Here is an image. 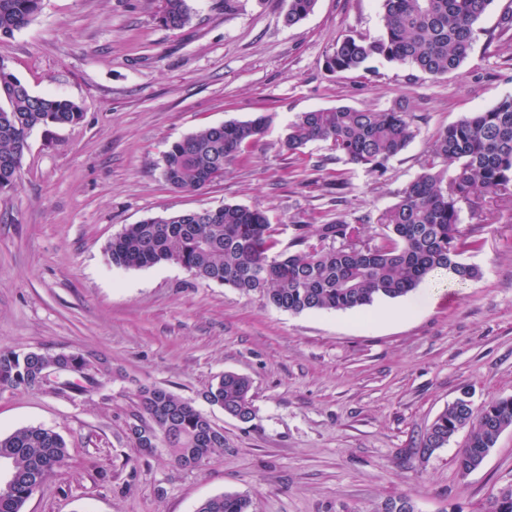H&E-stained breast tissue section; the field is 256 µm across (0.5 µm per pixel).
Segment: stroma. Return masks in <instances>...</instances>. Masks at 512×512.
Returning <instances> with one entry per match:
<instances>
[{"mask_svg": "<svg viewBox=\"0 0 512 512\" xmlns=\"http://www.w3.org/2000/svg\"><path fill=\"white\" fill-rule=\"evenodd\" d=\"M493 0L456 72L432 78L374 61L330 72L339 36H378L380 0H317L292 28L288 0H189L190 23L171 30L160 0H43L0 59L38 96L77 102L79 123L38 126L19 184L0 192V350L90 352L118 374L71 399L1 389L0 434L42 426L61 434L68 458L23 512H195L224 493L253 512H382L408 495L415 512H484L512 485V428L483 464L460 476L465 433L419 453L432 421L462 391L474 407L512 396V199L476 195L462 228L479 225L465 259L479 279L429 282V299L400 317L398 300L363 311L267 307L168 264L112 268L105 248L129 224L227 203L264 211L287 249L294 222L365 223L422 171L439 131L512 95V31ZM404 105L419 133L384 172L306 148L298 167L280 143L297 114L336 106ZM269 119L261 140L207 189H171L159 161L186 135L227 121ZM324 169H315V162ZM347 187L335 192L330 174ZM232 371L250 377L256 417L240 422L203 393ZM166 388L224 431V451L189 470L166 448L142 457L125 431L140 386Z\"/></svg>", "mask_w": 512, "mask_h": 512, "instance_id": "obj_1", "label": "stroma"}]
</instances>
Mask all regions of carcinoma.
Instances as JSON below:
<instances>
[{
  "label": "carcinoma",
  "mask_w": 512,
  "mask_h": 512,
  "mask_svg": "<svg viewBox=\"0 0 512 512\" xmlns=\"http://www.w3.org/2000/svg\"><path fill=\"white\" fill-rule=\"evenodd\" d=\"M493 0H382L383 30L376 38L347 34L326 57L336 73L366 71L375 59L410 65L433 78L457 71L470 57L478 23ZM316 0H288L282 17L287 27L305 19ZM42 0H0V37L27 26ZM161 19L172 29L191 20L187 0H164ZM83 117L72 100L37 96L0 60V186L14 188L30 131L38 125H70ZM267 117L229 121L189 134L172 143L160 164L165 183L178 191H199L261 136ZM415 116L404 107L375 112L337 106L299 114L288 124L282 146L306 162L311 142L328 145L330 159H344L376 173L417 136ZM424 172L406 185L399 200L377 223L384 243L363 247L362 224L295 225L292 250L275 252L277 240L265 213L239 204L218 208L214 219L191 211L147 218L112 238L108 260L132 269L176 264L197 278L243 294L259 292L272 307L291 313L359 310L378 299L408 298L438 270L460 281L480 276L462 259L476 249V230L460 228V204L480 192L512 194V95L442 129L423 164ZM317 243H309L310 236ZM57 367L84 377L83 354L29 351L0 352V387L30 388L43 368ZM249 377L226 372L204 393L213 406L245 423L255 417ZM139 422L126 430L129 442L149 455L162 444L174 462L195 468L224 451V431L191 403L161 387L138 391ZM512 428V397L479 409L468 393L439 414L426 429L418 452L430 454L458 432H467L456 463L460 474L478 468L499 435ZM68 448L52 429L24 426L0 435V462L8 468L0 483V512H22L27 499L66 461ZM197 512H252L250 498L222 494L203 501Z\"/></svg>",
  "instance_id": "1"
}]
</instances>
